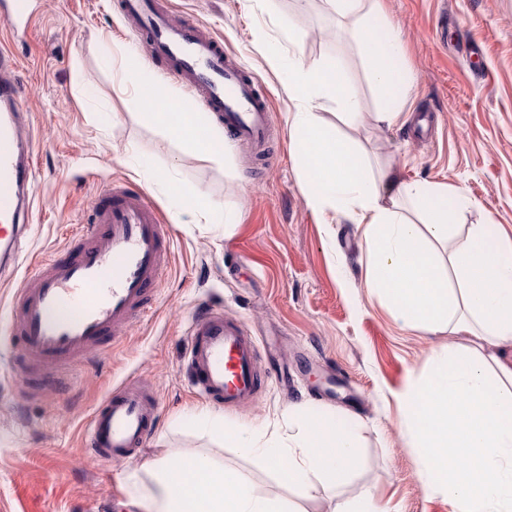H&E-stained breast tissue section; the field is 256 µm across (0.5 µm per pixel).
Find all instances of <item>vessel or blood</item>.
I'll use <instances>...</instances> for the list:
<instances>
[{
  "instance_id": "1",
  "label": "vessel or blood",
  "mask_w": 512,
  "mask_h": 512,
  "mask_svg": "<svg viewBox=\"0 0 512 512\" xmlns=\"http://www.w3.org/2000/svg\"><path fill=\"white\" fill-rule=\"evenodd\" d=\"M121 10L154 55L170 62L169 74L184 84L194 111L218 119L239 141H266L268 102L219 41L195 21H172L154 0H121ZM33 23L30 0H0V25L10 38L0 43L1 269L16 264L35 197L30 114L21 91V58L11 45ZM170 237L169 225L143 192L121 183L107 189L75 239L76 255L63 252L39 264L32 287L15 299L8 332L17 337L18 357L36 381L55 387L61 372L111 350L130 321L153 316ZM187 336L198 395L227 407L253 398L261 386L259 350L244 324L206 306L192 316ZM153 410L141 389L113 390L91 415L88 451L104 460L130 457L151 434Z\"/></svg>"
}]
</instances>
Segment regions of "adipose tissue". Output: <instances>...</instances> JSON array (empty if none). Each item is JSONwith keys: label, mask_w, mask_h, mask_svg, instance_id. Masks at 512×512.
<instances>
[{"label": "adipose tissue", "mask_w": 512, "mask_h": 512, "mask_svg": "<svg viewBox=\"0 0 512 512\" xmlns=\"http://www.w3.org/2000/svg\"><path fill=\"white\" fill-rule=\"evenodd\" d=\"M354 21L364 67L389 92L376 112L378 125L402 118L409 85L400 77V34L378 20L374 0H326ZM330 63L296 66L286 91L291 156L306 203L323 213L351 217L362 228L368 254L364 282L382 294L408 323L433 334L469 336L473 342L438 355L429 376L401 395L406 427L426 466L427 482L446 493L456 512H512V236L496 224L458 225L471 199L447 187L400 179L374 162L317 116L335 103L339 119H360L357 101L333 81ZM176 98L153 86L138 121L175 139L181 149L215 166L224 164V130L201 123L196 112L176 111ZM180 211L208 224L234 218L209 207L204 196L167 180ZM215 441L248 446L301 497L334 488L358 465L347 419H318L298 409L296 430L285 438L246 441L240 430L209 417ZM149 484L135 485L138 512H297L289 500L264 496L240 471L203 454L163 456L146 469Z\"/></svg>", "instance_id": "adipose-tissue-1"}]
</instances>
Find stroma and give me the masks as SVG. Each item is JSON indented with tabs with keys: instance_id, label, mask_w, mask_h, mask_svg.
<instances>
[{
	"instance_id": "stroma-1",
	"label": "stroma",
	"mask_w": 512,
	"mask_h": 512,
	"mask_svg": "<svg viewBox=\"0 0 512 512\" xmlns=\"http://www.w3.org/2000/svg\"><path fill=\"white\" fill-rule=\"evenodd\" d=\"M159 2L175 19L199 22L244 64L268 98L271 139L260 153L225 135L220 168L184 153L135 117L145 80L185 91L165 58L126 70V57L143 53L145 42L117 0H33L35 23L19 43L36 197L19 265L0 276V322L27 267L62 252L110 184L144 192L172 220L173 244L156 316L132 321L114 348L76 366L60 389L31 388L0 340V512H127L128 488L145 463L194 452L246 474L260 494L295 501L299 512H332L366 489L382 512H455L447 494L427 485L399 396L457 339L403 324L363 285L357 225L345 216L324 224L307 205L290 156L294 105L285 86L293 63L337 62L362 113L344 135L405 181L470 197L460 223L512 233V0H380L406 44L400 70L411 85L404 116L390 128L374 120L385 95L361 63L352 24H338L324 0ZM289 26L296 40L284 35ZM272 53L279 67L269 65ZM170 175L232 213L235 227L177 223L164 189ZM206 303L252 329L261 374L276 376L247 404L222 410L193 392L185 331ZM128 384L158 403L153 436L127 461L90 456L83 435L91 411ZM303 403L317 416L351 418L361 461L344 484L308 499L244 448L216 445L202 421L219 411L251 437L285 435L290 411Z\"/></svg>"
}]
</instances>
